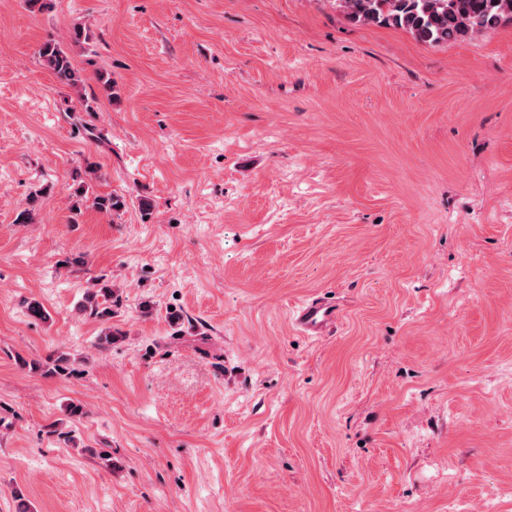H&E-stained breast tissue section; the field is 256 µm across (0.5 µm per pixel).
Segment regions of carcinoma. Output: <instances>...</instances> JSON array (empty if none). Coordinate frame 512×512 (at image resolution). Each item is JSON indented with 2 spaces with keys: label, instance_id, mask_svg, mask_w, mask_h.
<instances>
[{
  "label": "carcinoma",
  "instance_id": "1",
  "mask_svg": "<svg viewBox=\"0 0 512 512\" xmlns=\"http://www.w3.org/2000/svg\"><path fill=\"white\" fill-rule=\"evenodd\" d=\"M344 13L355 22L381 24L403 29L421 43L434 45L462 42L475 34L492 31L512 22V0H337ZM39 64L58 82L82 95L83 80L73 64L70 50L53 39L38 51ZM91 205L106 214L126 207V198L117 193L96 195ZM112 289L96 282L85 296L83 310L100 320L112 317L107 301Z\"/></svg>",
  "mask_w": 512,
  "mask_h": 512
}]
</instances>
